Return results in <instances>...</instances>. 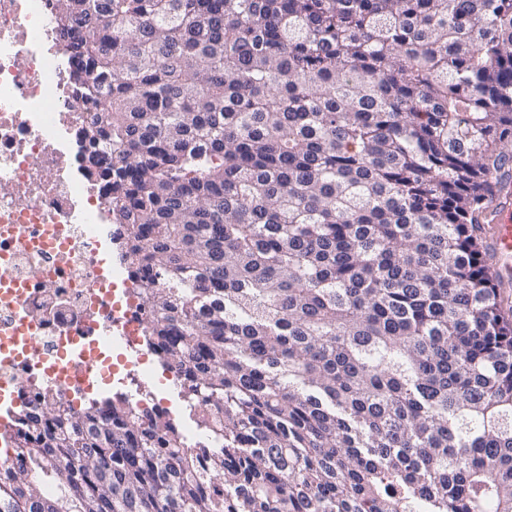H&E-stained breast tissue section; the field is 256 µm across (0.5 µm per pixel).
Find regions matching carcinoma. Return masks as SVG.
<instances>
[{
	"label": "carcinoma",
	"mask_w": 512,
	"mask_h": 512,
	"mask_svg": "<svg viewBox=\"0 0 512 512\" xmlns=\"http://www.w3.org/2000/svg\"><path fill=\"white\" fill-rule=\"evenodd\" d=\"M55 24L146 344L204 440L47 392L0 512H512L487 243L512 0H57Z\"/></svg>",
	"instance_id": "carcinoma-1"
}]
</instances>
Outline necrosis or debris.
I'll return each mask as SVG.
<instances>
[{"label": "necrosis or debris", "instance_id": "1", "mask_svg": "<svg viewBox=\"0 0 512 512\" xmlns=\"http://www.w3.org/2000/svg\"><path fill=\"white\" fill-rule=\"evenodd\" d=\"M54 8L0 0V339L26 326L39 355L62 344L76 365L56 380L40 364L0 362V399L13 408L45 388L73 402L142 370L151 353L126 267L105 265L106 196L75 166L94 111L70 90Z\"/></svg>", "mask_w": 512, "mask_h": 512}]
</instances>
